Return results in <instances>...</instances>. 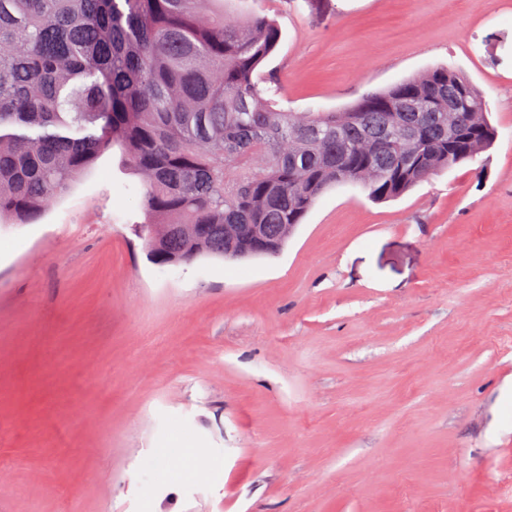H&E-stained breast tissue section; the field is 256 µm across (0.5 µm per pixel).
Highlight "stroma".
Returning a JSON list of instances; mask_svg holds the SVG:
<instances>
[{"label": "stroma", "mask_w": 512, "mask_h": 512, "mask_svg": "<svg viewBox=\"0 0 512 512\" xmlns=\"http://www.w3.org/2000/svg\"><path fill=\"white\" fill-rule=\"evenodd\" d=\"M249 5L288 109L443 66L496 141L274 257L153 264L116 147L0 224V512H512V0Z\"/></svg>", "instance_id": "1"}]
</instances>
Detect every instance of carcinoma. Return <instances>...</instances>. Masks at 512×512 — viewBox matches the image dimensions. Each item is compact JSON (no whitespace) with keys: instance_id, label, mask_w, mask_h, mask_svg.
I'll use <instances>...</instances> for the list:
<instances>
[{"instance_id":"obj_1","label":"carcinoma","mask_w":512,"mask_h":512,"mask_svg":"<svg viewBox=\"0 0 512 512\" xmlns=\"http://www.w3.org/2000/svg\"><path fill=\"white\" fill-rule=\"evenodd\" d=\"M240 2L0 0V222L38 221L117 145L165 225L145 240L159 265L271 256L327 189L398 198L493 144L446 67L339 111L279 107L259 67L281 27Z\"/></svg>"}]
</instances>
